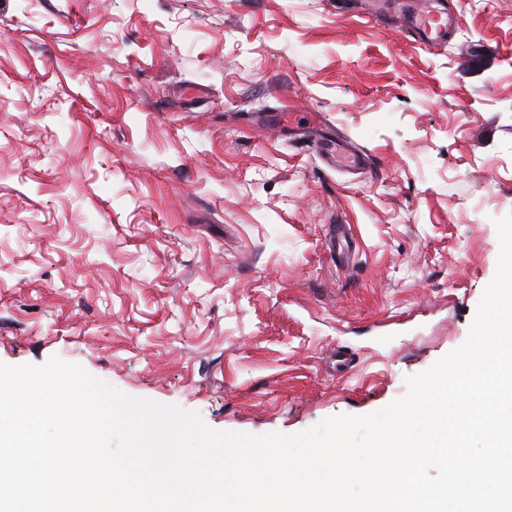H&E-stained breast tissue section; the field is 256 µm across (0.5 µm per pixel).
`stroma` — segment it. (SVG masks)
<instances>
[{
    "instance_id": "1",
    "label": "stroma",
    "mask_w": 512,
    "mask_h": 512,
    "mask_svg": "<svg viewBox=\"0 0 512 512\" xmlns=\"http://www.w3.org/2000/svg\"><path fill=\"white\" fill-rule=\"evenodd\" d=\"M458 18L425 47L336 0H0V363L250 435L403 397L512 213V0ZM348 146L347 142L336 140V164L349 168L368 169V156L356 150L353 154L348 153Z\"/></svg>"
}]
</instances>
